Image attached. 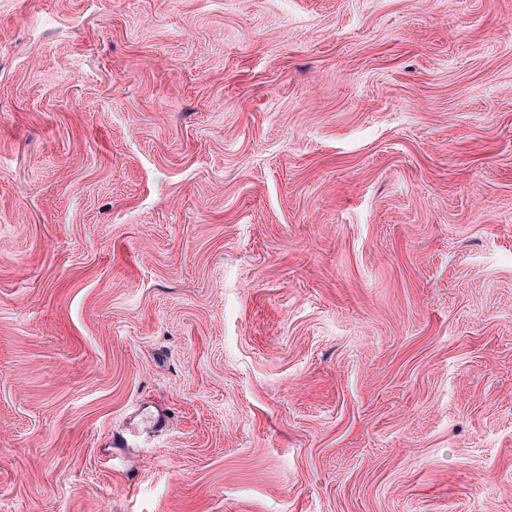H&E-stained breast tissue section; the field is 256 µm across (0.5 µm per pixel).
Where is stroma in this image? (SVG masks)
Here are the masks:
<instances>
[{
    "mask_svg": "<svg viewBox=\"0 0 512 512\" xmlns=\"http://www.w3.org/2000/svg\"><path fill=\"white\" fill-rule=\"evenodd\" d=\"M0 512H512V0H0Z\"/></svg>",
    "mask_w": 512,
    "mask_h": 512,
    "instance_id": "1",
    "label": "stroma"
}]
</instances>
